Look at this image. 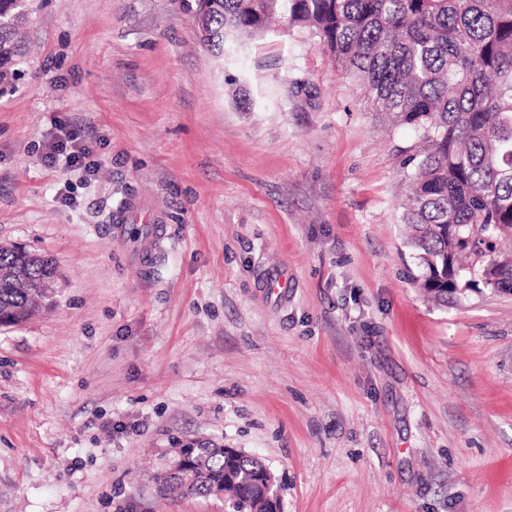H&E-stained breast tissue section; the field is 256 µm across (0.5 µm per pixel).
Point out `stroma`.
<instances>
[{"instance_id":"35a3bbf8","label":"stroma","mask_w":512,"mask_h":512,"mask_svg":"<svg viewBox=\"0 0 512 512\" xmlns=\"http://www.w3.org/2000/svg\"><path fill=\"white\" fill-rule=\"evenodd\" d=\"M20 36L0 243L56 293L0 325V512H225L153 491L201 443L261 458L280 512H512V295L413 281L418 136L318 36L217 57L171 0H33ZM68 132L93 174L45 164ZM131 197L162 217L147 277Z\"/></svg>"}]
</instances>
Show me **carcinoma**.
<instances>
[{"label": "carcinoma", "instance_id": "cac0c4a2", "mask_svg": "<svg viewBox=\"0 0 512 512\" xmlns=\"http://www.w3.org/2000/svg\"><path fill=\"white\" fill-rule=\"evenodd\" d=\"M26 0H0V79L14 73L16 26ZM205 10L216 56L263 37L270 18L321 38L337 67L365 89L372 110L413 129L422 143L403 219L420 287L440 301L488 285L512 293V0H180ZM25 290L0 280V324L25 320ZM178 471L153 479L158 494L230 496L232 512H269L253 482L265 466L235 461L240 482L224 485V449L191 448ZM191 470L194 480L180 472Z\"/></svg>", "mask_w": 512, "mask_h": 512}]
</instances>
